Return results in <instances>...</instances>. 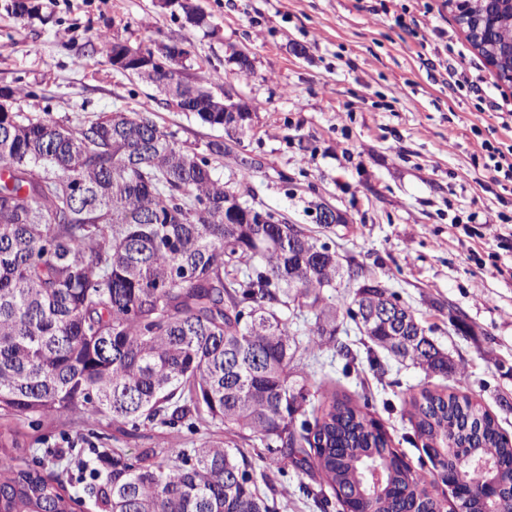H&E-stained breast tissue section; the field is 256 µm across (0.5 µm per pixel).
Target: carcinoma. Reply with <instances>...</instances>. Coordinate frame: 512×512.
<instances>
[{"mask_svg":"<svg viewBox=\"0 0 512 512\" xmlns=\"http://www.w3.org/2000/svg\"><path fill=\"white\" fill-rule=\"evenodd\" d=\"M486 7L457 0V19L479 21ZM480 47L509 78L511 14ZM157 80L182 111L224 127V103L189 84L179 63ZM223 157L224 141L198 152L145 110L77 125L0 112V418L37 430L70 412L124 436L149 423L210 424L233 437L202 442L185 459L153 448L133 459L97 454V512H276L239 449L256 439L278 473L288 459L317 470L341 512H447L425 494L438 480L458 485L467 512H485L472 489L512 477V440L466 393L464 365L387 287L372 289V300L354 292L346 308L361 317L367 357L386 351L459 383L409 401L431 467H412L345 394L322 393L314 423L298 421L311 386L304 357L336 342L337 310L322 288L336 251L270 210L224 223L236 205L213 175ZM298 234L304 246L289 249ZM373 300L407 322L367 321ZM310 313L315 330L302 348L292 324ZM303 442L310 452L298 458ZM20 452L5 426L0 512H76L63 483Z\"/></svg>","mask_w":512,"mask_h":512,"instance_id":"carcinoma-1","label":"carcinoma"}]
</instances>
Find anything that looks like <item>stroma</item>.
Returning <instances> with one entry per match:
<instances>
[{"label": "stroma", "mask_w": 512, "mask_h": 512, "mask_svg": "<svg viewBox=\"0 0 512 512\" xmlns=\"http://www.w3.org/2000/svg\"><path fill=\"white\" fill-rule=\"evenodd\" d=\"M7 2L0 0V85L33 91L21 110L78 124L146 106L160 128L202 152L221 130L108 61L115 42L189 46L190 79L254 110L216 177L254 189L257 207L303 225L396 292L435 344L464 364L468 394L512 438V187L501 189L473 165L483 141L512 146V127L495 117L512 111V95L443 0H425L428 13L409 28L392 17L406 0H391L387 17L370 12L371 0H191L207 17L203 27L159 0H34L39 11L29 18L8 13ZM237 50L249 54L251 71L233 62ZM438 59L472 74L481 97L449 90L444 70L427 67ZM485 100L495 112L482 108ZM241 153L259 161L257 171L242 175ZM321 202L345 213L347 223L315 224ZM457 216L472 217L476 228L493 220L502 235L467 234L453 227ZM311 369L318 387L356 400L370 391L369 411L393 447L411 465L424 459L408 403L422 388L453 386V378L426 376L386 354L348 374L329 347ZM213 432L146 425L128 438L101 422L80 437L63 415L36 431L22 428L19 441L30 461L82 500V512H95L89 487L97 450L177 452ZM319 482L318 472L285 467L275 492L279 512H340L337 503H317Z\"/></svg>", "instance_id": "1"}]
</instances>
